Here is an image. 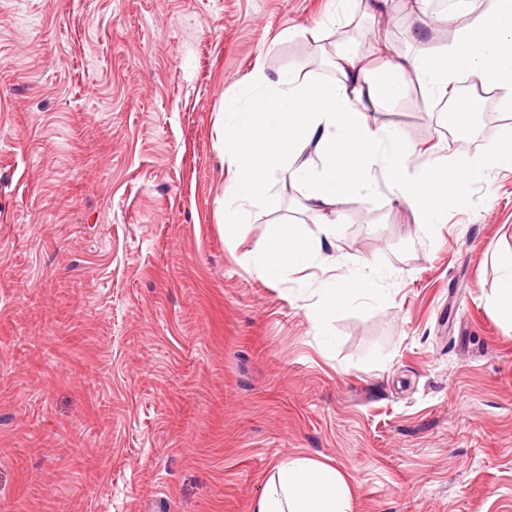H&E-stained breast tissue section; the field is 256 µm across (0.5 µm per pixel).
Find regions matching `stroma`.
I'll return each mask as SVG.
<instances>
[{
	"label": "stroma",
	"mask_w": 512,
	"mask_h": 512,
	"mask_svg": "<svg viewBox=\"0 0 512 512\" xmlns=\"http://www.w3.org/2000/svg\"><path fill=\"white\" fill-rule=\"evenodd\" d=\"M338 0H0V512H250L273 463L350 477L353 512H512V172L447 223L378 188L335 206L336 246L276 284L248 258L274 225L316 235L303 187L226 232L215 121L255 66L335 78L315 31ZM405 0L344 30L415 53ZM411 92L377 123L416 164L481 153ZM345 255L382 292L325 328L306 308ZM492 306L500 322L512 330V259L502 267Z\"/></svg>",
	"instance_id": "1"
}]
</instances>
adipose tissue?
<instances>
[{
    "instance_id": "obj_1",
    "label": "adipose tissue",
    "mask_w": 512,
    "mask_h": 512,
    "mask_svg": "<svg viewBox=\"0 0 512 512\" xmlns=\"http://www.w3.org/2000/svg\"><path fill=\"white\" fill-rule=\"evenodd\" d=\"M462 14L467 17L463 23L458 20ZM437 22L453 27L452 39L413 55L396 54L380 42L374 58H363L336 39L332 80L305 81L292 71L272 76L254 69L248 97L228 104L216 120L219 150L231 174L225 223H249L255 208L269 206L278 175L300 183L310 207L324 211L341 198L369 201L378 171L389 201L407 204L420 223L442 224L449 213L463 209L473 182L512 171L511 128L478 155L439 154L418 166L403 133L371 120V113L414 87L427 100L444 102L463 76L491 83L499 107L512 112V0H488L479 11L471 0H457ZM317 256L310 241L278 225L250 261L274 282L311 266ZM382 276L373 270L326 281L307 318L326 326L338 311L374 296ZM253 512H352L349 477L306 456L282 457L272 466Z\"/></svg>"
}]
</instances>
